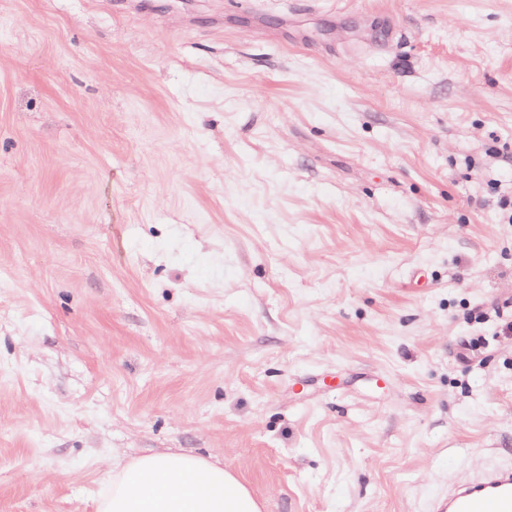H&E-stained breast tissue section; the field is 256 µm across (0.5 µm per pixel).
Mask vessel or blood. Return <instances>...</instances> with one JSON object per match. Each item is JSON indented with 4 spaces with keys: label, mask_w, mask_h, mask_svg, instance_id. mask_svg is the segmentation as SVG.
<instances>
[{
    "label": "vessel or blood",
    "mask_w": 512,
    "mask_h": 512,
    "mask_svg": "<svg viewBox=\"0 0 512 512\" xmlns=\"http://www.w3.org/2000/svg\"><path fill=\"white\" fill-rule=\"evenodd\" d=\"M432 512H512V467L494 466L452 485Z\"/></svg>",
    "instance_id": "vessel-or-blood-1"
}]
</instances>
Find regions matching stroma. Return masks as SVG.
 <instances>
[{
  "instance_id": "obj_1",
  "label": "stroma",
  "mask_w": 512,
  "mask_h": 512,
  "mask_svg": "<svg viewBox=\"0 0 512 512\" xmlns=\"http://www.w3.org/2000/svg\"><path fill=\"white\" fill-rule=\"evenodd\" d=\"M510 189L512 0H0V512L512 465ZM234 471L207 458L148 452L112 461L97 512H264Z\"/></svg>"
}]
</instances>
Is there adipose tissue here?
Masks as SVG:
<instances>
[{
    "label": "adipose tissue",
    "mask_w": 512,
    "mask_h": 512,
    "mask_svg": "<svg viewBox=\"0 0 512 512\" xmlns=\"http://www.w3.org/2000/svg\"><path fill=\"white\" fill-rule=\"evenodd\" d=\"M263 502L224 464L148 452L112 466L97 512H263Z\"/></svg>",
    "instance_id": "obj_1"
}]
</instances>
